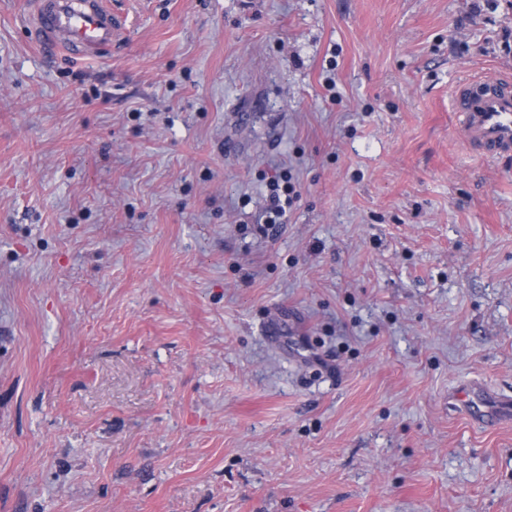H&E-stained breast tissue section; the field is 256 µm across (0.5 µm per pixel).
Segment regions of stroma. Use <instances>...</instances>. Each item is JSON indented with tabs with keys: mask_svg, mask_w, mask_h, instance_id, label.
Returning a JSON list of instances; mask_svg holds the SVG:
<instances>
[{
	"mask_svg": "<svg viewBox=\"0 0 512 512\" xmlns=\"http://www.w3.org/2000/svg\"><path fill=\"white\" fill-rule=\"evenodd\" d=\"M0 0V512H512V0ZM293 188L266 222L271 184ZM25 24L40 46L72 55L112 53L117 30L111 0H32ZM462 138L487 159L512 157V79L492 76L462 84L455 95Z\"/></svg>",
	"mask_w": 512,
	"mask_h": 512,
	"instance_id": "35a3bbf8",
	"label": "stroma"
}]
</instances>
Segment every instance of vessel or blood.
I'll return each mask as SVG.
<instances>
[{"label":"vessel or blood","mask_w":512,"mask_h":512,"mask_svg":"<svg viewBox=\"0 0 512 512\" xmlns=\"http://www.w3.org/2000/svg\"><path fill=\"white\" fill-rule=\"evenodd\" d=\"M34 42L72 55L110 54L117 30L112 0H31L25 18ZM462 138L487 159L512 157V79L492 76L462 84L455 95Z\"/></svg>","instance_id":"vessel-or-blood-1"}]
</instances>
